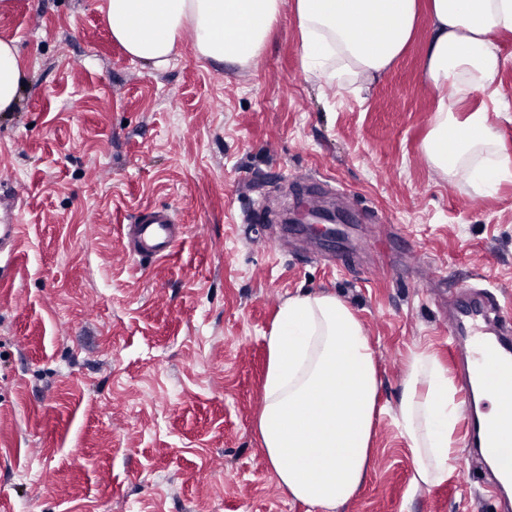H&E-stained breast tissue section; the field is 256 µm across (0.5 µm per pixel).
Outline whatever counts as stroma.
<instances>
[{"instance_id":"stroma-1","label":"stroma","mask_w":512,"mask_h":512,"mask_svg":"<svg viewBox=\"0 0 512 512\" xmlns=\"http://www.w3.org/2000/svg\"><path fill=\"white\" fill-rule=\"evenodd\" d=\"M100 0H0L29 84L0 112V512H309L258 443L266 337L288 296L348 303L375 353L367 481L340 512H500L454 471L414 485L394 419L406 362L448 360L453 288L512 299V183L478 196L421 148L435 100L419 24L365 92L302 66L293 0L260 58L228 67L183 44L163 69L113 42ZM333 205L344 238L285 231ZM146 207L184 226L172 254L127 257Z\"/></svg>"}]
</instances>
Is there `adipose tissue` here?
I'll return each mask as SVG.
<instances>
[{"label":"adipose tissue","mask_w":512,"mask_h":512,"mask_svg":"<svg viewBox=\"0 0 512 512\" xmlns=\"http://www.w3.org/2000/svg\"><path fill=\"white\" fill-rule=\"evenodd\" d=\"M281 0H104L113 40L132 59L165 67L183 42L198 57L239 66L263 52ZM306 72L344 88L376 82L428 17L423 75L436 98L422 144L450 180L477 195L512 181V153L498 141L491 113L512 110L498 83V40L512 33V0H295ZM29 81L14 41L0 39V112L14 111ZM264 403L256 427L289 496L317 512H338L363 486L380 380L363 326L333 294L294 295L267 338ZM455 388L436 357L412 352L397 418L413 453L414 485L453 474Z\"/></svg>","instance_id":"obj_1"}]
</instances>
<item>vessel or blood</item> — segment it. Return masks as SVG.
<instances>
[{"label": "vessel or blood", "mask_w": 512, "mask_h": 512, "mask_svg": "<svg viewBox=\"0 0 512 512\" xmlns=\"http://www.w3.org/2000/svg\"><path fill=\"white\" fill-rule=\"evenodd\" d=\"M180 235L181 227L170 210L144 209L126 227V250L142 260L162 259L171 255ZM468 291L474 299L461 308L467 320L466 341L455 353L460 366V394L468 403L467 443L489 449L500 468L512 473V306L490 289L472 285ZM477 381L485 393L496 396V418H479L472 407Z\"/></svg>", "instance_id": "1"}]
</instances>
